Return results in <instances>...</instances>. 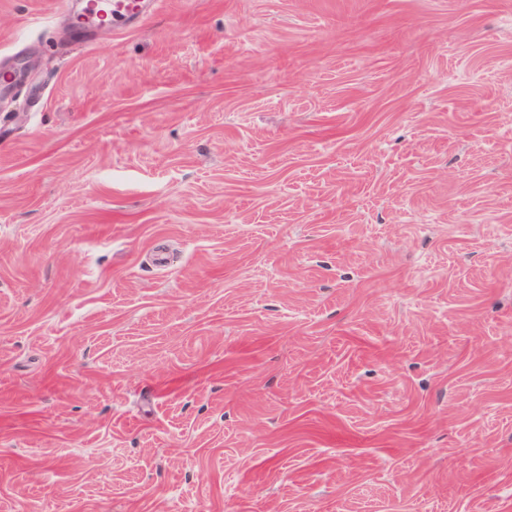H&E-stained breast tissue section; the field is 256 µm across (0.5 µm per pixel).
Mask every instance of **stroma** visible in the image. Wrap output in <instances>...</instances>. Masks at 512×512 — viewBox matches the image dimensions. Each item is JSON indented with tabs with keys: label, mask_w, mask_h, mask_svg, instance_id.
<instances>
[{
	"label": "stroma",
	"mask_w": 512,
	"mask_h": 512,
	"mask_svg": "<svg viewBox=\"0 0 512 512\" xmlns=\"http://www.w3.org/2000/svg\"><path fill=\"white\" fill-rule=\"evenodd\" d=\"M0 0V512H512V0ZM86 9L91 15H97L99 22L108 24L111 21L132 20L139 16L148 0H113L112 6L105 9L101 0H87Z\"/></svg>",
	"instance_id": "35a3bbf8"
}]
</instances>
